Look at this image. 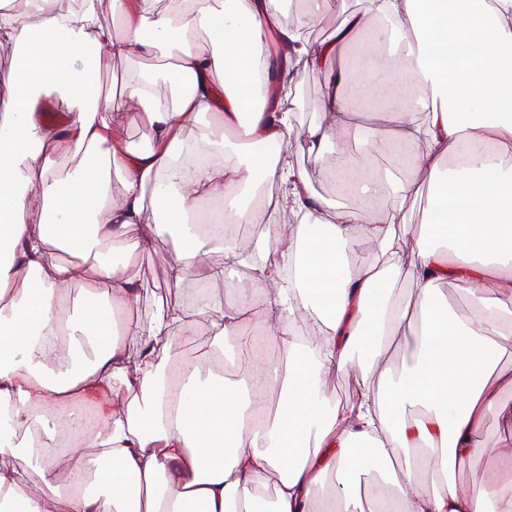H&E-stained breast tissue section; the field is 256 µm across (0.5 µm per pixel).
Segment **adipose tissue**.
Masks as SVG:
<instances>
[{
  "label": "adipose tissue",
  "mask_w": 512,
  "mask_h": 512,
  "mask_svg": "<svg viewBox=\"0 0 512 512\" xmlns=\"http://www.w3.org/2000/svg\"><path fill=\"white\" fill-rule=\"evenodd\" d=\"M102 1L24 0L20 15L0 0V46L11 51L0 123V452L12 458L0 462V512H360L363 475L377 476L375 494L393 512H512V472L469 489L455 478L481 449L487 413L512 447V365L500 362L512 339V0H366L352 14L345 0H296L289 14L282 0H182L176 12L106 0L111 28ZM327 19L333 39L310 40ZM160 43L179 49L173 70L141 72L100 118L103 59ZM300 65L336 76L318 121L299 134L283 105ZM162 80L170 96L158 94ZM369 97L395 114L393 135L352 125L355 101ZM50 98L69 109L64 126L45 122ZM130 100L154 130L142 150L114 135ZM203 114L224 130L244 124L248 138L197 145L186 173L183 133ZM297 135L316 162L342 142L338 193L361 181L384 192L369 164L350 159L362 141L417 175L390 207L342 206L315 196L283 151ZM79 148L83 161L56 176V157ZM258 174L280 187L267 210L291 225L274 241L254 229L248 247L211 233L209 249L224 254L211 266L191 214L206 198L237 199ZM425 183L427 217L415 224L405 203ZM149 193L163 216L148 210ZM140 227V250L165 229L179 233L174 284L248 269L240 306L214 319L208 294L124 320L133 254L114 259L112 245ZM360 242L370 257L357 264L346 249ZM402 274L410 305L388 287ZM78 278L84 300L73 306ZM447 283L469 296L467 320L443 298ZM204 319L207 350L172 355ZM489 323L498 339L485 336ZM230 334L260 354L241 381L220 371ZM396 342L408 355L395 372ZM348 366L362 393L342 404L329 384ZM86 404L98 411L93 467L73 449L44 454L54 432L36 409L67 412L77 432ZM65 464L74 476L62 486L54 473ZM25 466L43 495L23 481Z\"/></svg>",
  "instance_id": "ef3b65f1"
}]
</instances>
